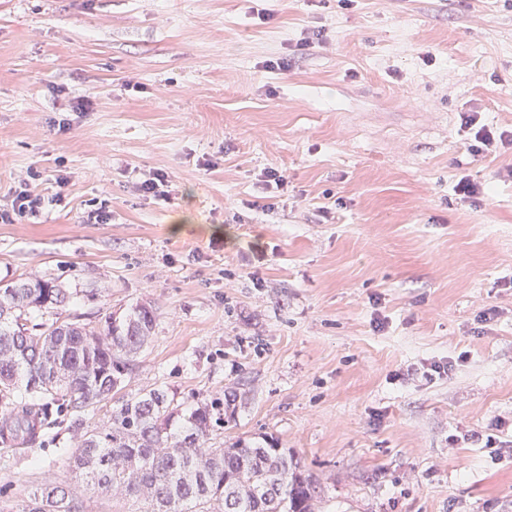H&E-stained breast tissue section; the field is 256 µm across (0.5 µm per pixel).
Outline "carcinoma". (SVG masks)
<instances>
[{"mask_svg": "<svg viewBox=\"0 0 512 512\" xmlns=\"http://www.w3.org/2000/svg\"><path fill=\"white\" fill-rule=\"evenodd\" d=\"M67 289L28 276L0 288V446L33 447L69 417L72 466L91 485L132 499L139 512H313L316 479L278 443L237 438L208 445L224 428L223 403L188 412L163 388L116 398L147 345L157 315L137 304L90 326L66 315ZM111 409L92 424L87 416ZM22 512H83L47 482Z\"/></svg>", "mask_w": 512, "mask_h": 512, "instance_id": "1", "label": "carcinoma"}]
</instances>
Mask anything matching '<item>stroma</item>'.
<instances>
[{
    "mask_svg": "<svg viewBox=\"0 0 512 512\" xmlns=\"http://www.w3.org/2000/svg\"><path fill=\"white\" fill-rule=\"evenodd\" d=\"M465 112L512 128V0H0V204L31 167L63 195L0 223V280H54L92 323L153 305L126 393L236 397L225 438L278 439L318 512H512V149L472 155ZM158 171L170 202L136 189ZM70 454L0 447V512L48 479L131 512Z\"/></svg>",
    "mask_w": 512,
    "mask_h": 512,
    "instance_id": "35a3bbf8",
    "label": "stroma"
}]
</instances>
